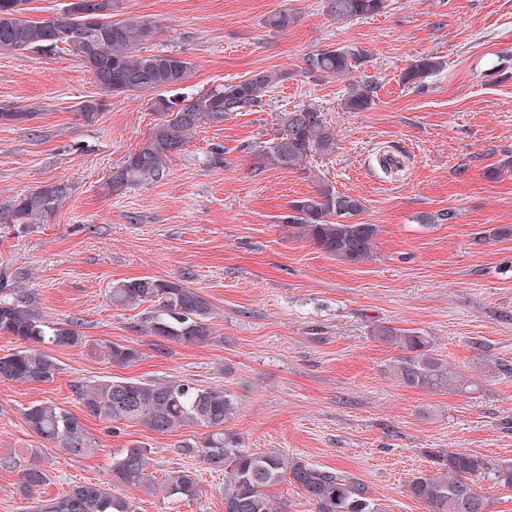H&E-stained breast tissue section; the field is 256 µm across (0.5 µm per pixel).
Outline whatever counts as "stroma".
<instances>
[{
  "mask_svg": "<svg viewBox=\"0 0 512 512\" xmlns=\"http://www.w3.org/2000/svg\"><path fill=\"white\" fill-rule=\"evenodd\" d=\"M377 14L336 22L325 0H121V16L154 23L150 53L194 64L189 92L249 77L282 80L252 110L201 125L171 154L162 179L113 193L110 178L149 140L159 114L147 95L108 98L85 120L77 106L104 97L82 61L65 53L0 54V111L32 120L0 125V286L33 293L51 324L77 320L88 343L47 345L53 382H0V512H24L23 468L46 470L44 497L108 481L112 458L150 448L155 479L176 467L198 473L203 493L185 502L135 492L137 512H224L221 474L180 451L188 427L158 434L134 422L86 415L73 386L112 377L188 380L236 392L228 429L255 452L270 449L337 468L362 482L387 512H427L405 490L425 472L430 448H459L512 461V0H386ZM287 10L286 30L266 24ZM362 49L356 78L379 84L376 102L346 112L347 78L302 70L321 47ZM443 67L404 84L415 58ZM312 107L335 128L336 148L298 169H264L257 146L274 138L280 113ZM222 147L220 164L210 161ZM404 162L379 166L380 151ZM63 182L66 200L40 224H13L7 210L36 187ZM359 198L375 224L373 257L326 256L297 225L292 202L323 184ZM178 279L212 306L213 340L183 345L151 333L149 305L113 306V282ZM412 329L430 351L474 378V392L400 385L399 354L378 328ZM136 346V364L113 365L94 346ZM51 401L82 417L97 446L74 456L33 434L25 408Z\"/></svg>",
  "mask_w": 512,
  "mask_h": 512,
  "instance_id": "stroma-1",
  "label": "stroma"
}]
</instances>
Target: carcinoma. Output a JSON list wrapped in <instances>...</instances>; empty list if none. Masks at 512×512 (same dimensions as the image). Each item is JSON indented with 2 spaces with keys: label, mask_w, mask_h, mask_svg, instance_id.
Listing matches in <instances>:
<instances>
[{
  "label": "carcinoma",
  "mask_w": 512,
  "mask_h": 512,
  "mask_svg": "<svg viewBox=\"0 0 512 512\" xmlns=\"http://www.w3.org/2000/svg\"><path fill=\"white\" fill-rule=\"evenodd\" d=\"M27 2L0 0V52L54 54L64 48L81 59L105 95L148 93L153 109L164 116L150 139L112 172L114 192L162 178L168 156L180 150L201 123L223 124L231 113L260 105L278 84V75L260 70L239 82L182 96L180 91L192 77L193 63L177 54L142 53L140 46L152 38L154 28L136 16L112 19L119 0H98L102 14L95 25L84 24V17L67 10L58 18L30 20L25 17ZM384 8L385 0H326L328 16L336 21L374 15ZM365 59L366 54L353 47L320 48L307 56L303 73L318 78L343 77L358 70ZM442 67L437 57L414 59L403 72L402 81L420 86ZM376 98L375 81L354 80L342 108L361 112L372 108ZM335 146L334 127L324 115L314 108H303L280 113L275 137L260 147L258 155L263 168L294 169L316 155L333 152ZM66 194L62 183L40 186L14 201L10 221L37 224L59 207ZM291 209L294 214L288 216V223L301 227L327 256L347 264L365 262L373 256L378 225L352 220L364 209L360 199L323 184L314 194L293 201ZM110 299L120 308L152 304L150 330L157 336L195 346L213 339L210 302L180 280L146 276L118 281L112 285ZM76 326L75 320L50 325L37 310L35 297L0 288V334L20 342L18 349L0 356V380L22 384L53 381L58 363L41 346L87 344ZM377 336L405 351L391 365L401 384L439 390L475 386L472 379L450 370L447 363L430 353L427 337L418 332L382 327ZM98 349L117 366L128 367L141 358L133 345L109 342ZM75 392L86 412L103 422H136L160 434L185 426L202 429L200 439L184 443L182 452L200 458L210 471L224 474V512H287L285 503L271 491L285 481L314 502L317 512H386L369 497L362 483L344 471L276 451L261 453L244 447L240 436L224 427L238 409L234 393L224 388L184 381L111 378L80 382ZM24 419L33 434L73 455H86L96 446L81 419L54 402L32 404L25 409ZM427 457L431 470L409 480L407 492L424 503L428 512H489L490 500L475 487L478 480L512 489V462L452 448L429 450ZM150 468L149 451L133 445L115 457L112 476L106 482L75 484L61 497L39 499L35 494L48 476L38 467H29L20 473L19 489L34 501L30 512H136L133 498L127 495L133 489L159 490L184 501L200 496L196 471L173 469L157 484Z\"/></svg>",
  "instance_id": "1"
}]
</instances>
